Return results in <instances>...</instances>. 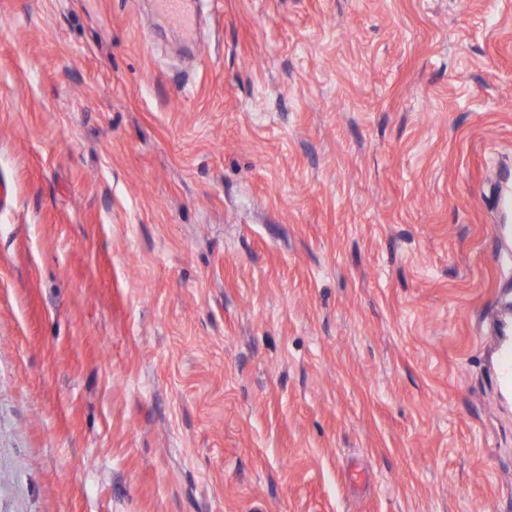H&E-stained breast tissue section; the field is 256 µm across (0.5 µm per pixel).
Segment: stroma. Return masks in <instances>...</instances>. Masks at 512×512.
<instances>
[{"label":"stroma","mask_w":512,"mask_h":512,"mask_svg":"<svg viewBox=\"0 0 512 512\" xmlns=\"http://www.w3.org/2000/svg\"><path fill=\"white\" fill-rule=\"evenodd\" d=\"M502 163L512 0H0V512H512ZM192 3L189 0H157L155 5L176 32L186 39H191L197 27Z\"/></svg>","instance_id":"stroma-1"}]
</instances>
